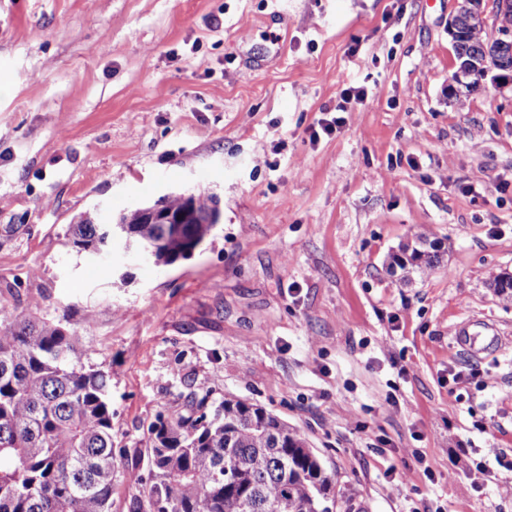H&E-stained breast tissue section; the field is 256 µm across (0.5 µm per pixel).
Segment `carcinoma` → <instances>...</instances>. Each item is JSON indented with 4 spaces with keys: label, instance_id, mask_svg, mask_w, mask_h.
Returning <instances> with one entry per match:
<instances>
[{
    "label": "carcinoma",
    "instance_id": "1",
    "mask_svg": "<svg viewBox=\"0 0 512 512\" xmlns=\"http://www.w3.org/2000/svg\"><path fill=\"white\" fill-rule=\"evenodd\" d=\"M457 66L484 55L482 24L457 18ZM190 223L126 214L135 246H157L154 262L190 256L215 227L214 194L171 193L154 202ZM99 217L71 224L67 244L97 254L110 246ZM431 232L420 231L394 264L424 272L439 264ZM69 315L48 318L39 304L0 307V512H112L120 474L106 374L91 361ZM143 468L125 478L138 487L130 512H331L334 476L286 421L237 397L215 404L187 396L183 413L159 415L149 428Z\"/></svg>",
    "mask_w": 512,
    "mask_h": 512
}]
</instances>
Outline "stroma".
Instances as JSON below:
<instances>
[{
	"mask_svg": "<svg viewBox=\"0 0 512 512\" xmlns=\"http://www.w3.org/2000/svg\"><path fill=\"white\" fill-rule=\"evenodd\" d=\"M455 0H0V306L70 314L135 465L188 393L302 433L332 512H512V84L450 94ZM344 126L310 129L341 92ZM222 214L188 258L64 248L171 192ZM441 263L391 267L420 226ZM92 320H85V313ZM497 323L470 356L453 327ZM459 375L449 382V372ZM107 226L108 224H99L97 215L87 214L79 224H69L65 244H69L77 252L97 254L110 246L104 234Z\"/></svg>",
	"mask_w": 512,
	"mask_h": 512,
	"instance_id": "1",
	"label": "stroma"
}]
</instances>
